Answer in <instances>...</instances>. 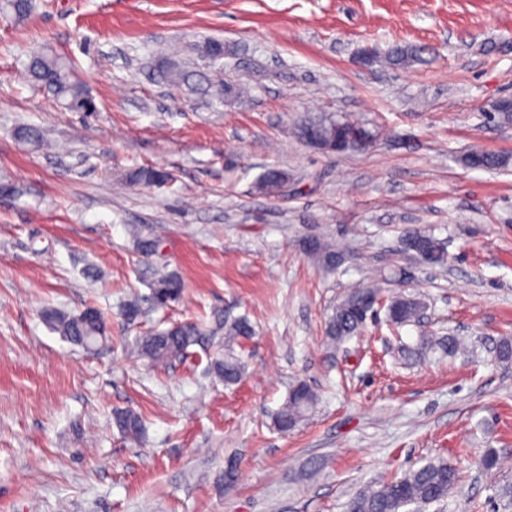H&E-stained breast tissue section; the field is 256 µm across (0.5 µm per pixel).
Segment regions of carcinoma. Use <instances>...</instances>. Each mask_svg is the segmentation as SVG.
<instances>
[{"label":"carcinoma","mask_w":512,"mask_h":512,"mask_svg":"<svg viewBox=\"0 0 512 512\" xmlns=\"http://www.w3.org/2000/svg\"><path fill=\"white\" fill-rule=\"evenodd\" d=\"M35 0H4L3 8L15 19L23 20L35 10ZM422 49L397 47L384 57L393 66H407L420 58ZM28 80L57 98L67 102L76 112H92L95 105L92 99L72 80L68 61L56 54L43 50L32 51L24 64ZM152 75L170 85L189 81L191 74L166 57H159L150 66ZM363 124L349 118L327 117L316 125L305 122L296 128L297 137L317 149L335 145L347 131L361 128ZM19 140L41 149L48 145L45 130L36 125H22L17 128ZM462 164L471 169L494 171L505 169L512 163L507 155L487 152L475 148L461 158ZM169 179L167 171L160 168L143 167L129 173L131 184L159 185ZM288 180V173L278 169H267L256 183V190L266 196L275 194L277 186ZM404 237L411 245L423 253V260L429 265H443L447 260L442 242L419 228L408 229ZM133 238L138 250L148 254L152 245L161 244L162 236L156 230L136 228ZM304 249L309 257L323 269L335 270L343 263V255L329 241L311 238L305 241ZM184 292L181 277L166 271L158 275L151 285L150 300L156 307H164L182 298ZM382 304L381 290L377 286H358L348 289L325 325V336L331 343H342L359 335L365 323L361 310ZM426 304L417 295H400L392 298L386 308L389 323L396 327L416 323L423 318ZM48 327L66 341L88 351L98 349L110 339L107 322L100 310L89 306L77 314L57 309H46L42 313ZM227 345L231 346L249 339L254 329L245 316L227 319L222 324ZM215 331L207 330L195 322L161 330H154L140 337L137 343L138 355L148 362L166 367L189 354V348L202 341L204 336H213ZM461 350L460 340L455 336H428L421 334L415 346L402 348L404 356L422 357L429 353H439L443 358H454ZM214 375L225 385L241 381L244 365L239 357L229 352L223 357H215L210 362ZM319 397L314 388L305 382L295 384L288 391L284 402L274 413L278 429L288 432L314 411ZM117 429L132 440L140 438L143 431L142 416L132 409H117L113 412ZM459 481L457 470L447 459L440 457L405 472L401 477L374 482L362 488L348 505V512H425L432 504H441L455 489Z\"/></svg>","instance_id":"cac0c4a2"}]
</instances>
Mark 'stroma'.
I'll list each match as a JSON object with an SVG mask.
<instances>
[{"label":"stroma","instance_id":"obj_1","mask_svg":"<svg viewBox=\"0 0 512 512\" xmlns=\"http://www.w3.org/2000/svg\"><path fill=\"white\" fill-rule=\"evenodd\" d=\"M208 40L224 43L219 66L243 96L148 78L160 53L209 73L196 52ZM397 45L424 52L405 69L358 61ZM36 47L74 60L95 112L24 83ZM504 99L512 0H39L25 21L0 13V183L16 188L0 196V512H345L365 485L437 456L462 475L444 512H512V362L494 354L512 338V168L460 161L476 144L512 154V124L489 119ZM345 115L372 133L366 147L325 153L295 133ZM23 124L64 154L19 142ZM140 166L173 179L128 184ZM270 167L289 175L277 198L255 190ZM144 226L163 229L158 254L136 251ZM412 227L446 242V264L402 252ZM311 237L344 263L314 264ZM162 267L185 291L157 308ZM382 276L383 299L426 301L425 323L379 319L330 345L324 322L347 289ZM134 295L143 314L128 324ZM89 303L112 320L93 354L41 316ZM227 316L255 330L234 349L238 384L208 369L216 336L166 368L132 353L153 328ZM424 332L468 350L404 360ZM299 382L319 403L284 433L273 414ZM125 408L142 415L141 440L115 427ZM487 448L508 467L481 470Z\"/></svg>","mask_w":512,"mask_h":512}]
</instances>
